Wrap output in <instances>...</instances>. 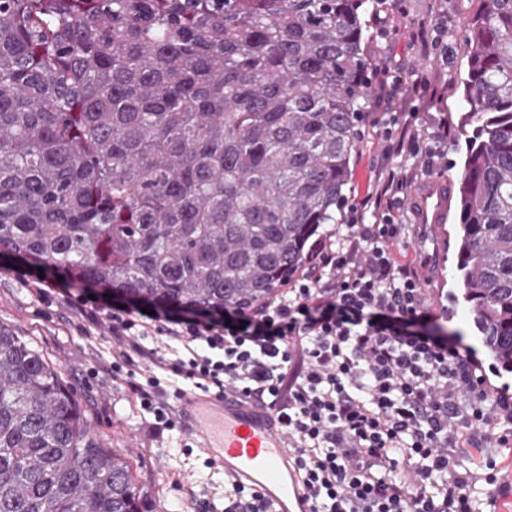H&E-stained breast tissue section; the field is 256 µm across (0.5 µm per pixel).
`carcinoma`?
I'll use <instances>...</instances> for the list:
<instances>
[{
    "label": "carcinoma",
    "mask_w": 512,
    "mask_h": 512,
    "mask_svg": "<svg viewBox=\"0 0 512 512\" xmlns=\"http://www.w3.org/2000/svg\"><path fill=\"white\" fill-rule=\"evenodd\" d=\"M462 23L454 300L512 374V0ZM371 0H0V253L248 310L336 223ZM130 463L0 328V512H139Z\"/></svg>",
    "instance_id": "1"
}]
</instances>
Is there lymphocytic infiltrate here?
<instances>
[{
    "label": "lymphocytic infiltrate",
    "instance_id": "f902f5d3",
    "mask_svg": "<svg viewBox=\"0 0 512 512\" xmlns=\"http://www.w3.org/2000/svg\"><path fill=\"white\" fill-rule=\"evenodd\" d=\"M401 134L429 169L441 166L446 123L429 132L408 122ZM412 180L387 171L346 233L320 235L305 270L253 310L157 303L148 314L51 269L29 286L107 326L112 376L152 415L153 433L177 426L175 385L241 394L274 410L311 512H481L483 476L461 451L512 423V397L486 404L470 358L428 327L415 266L393 250Z\"/></svg>",
    "mask_w": 512,
    "mask_h": 512
}]
</instances>
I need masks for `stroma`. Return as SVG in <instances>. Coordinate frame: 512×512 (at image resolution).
I'll use <instances>...</instances> for the list:
<instances>
[{
    "label": "stroma",
    "mask_w": 512,
    "mask_h": 512,
    "mask_svg": "<svg viewBox=\"0 0 512 512\" xmlns=\"http://www.w3.org/2000/svg\"><path fill=\"white\" fill-rule=\"evenodd\" d=\"M478 6L479 0H381L367 15L369 80L375 85L383 80L400 85L401 92L365 104L359 125L361 142L345 191L348 204L361 200L369 184L386 168H412L418 179L428 177L422 157L390 149L384 140L385 131L400 133L402 125L394 116L402 112L418 113L423 122L447 119L448 164L440 172L457 179L465 151L459 125L465 63L460 26ZM437 34L448 45L447 58H440L430 45ZM399 220L406 225V253L419 262L418 275L431 277L427 290L435 314L431 329L461 334L460 345L477 361L488 394L512 390V376L492 370L468 308L450 299L457 290L452 249L457 225L444 224L430 233L413 223L405 208L400 210ZM26 271V266L0 259V326L44 354L74 391L91 435L126 455L141 512H207L203 502L208 496L216 506H223L225 480L206 464L199 449H188V439L180 430L154 434L151 415L141 409L124 382L113 381V343L107 328L91 325L72 307L30 294L19 279ZM479 454L492 465L496 477L494 483L483 487L488 512H512V450L500 447L493 434Z\"/></svg>",
    "instance_id": "35a3bbf8"
}]
</instances>
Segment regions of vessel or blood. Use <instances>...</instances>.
I'll list each match as a JSON object with an SVG mask.
<instances>
[{
  "mask_svg": "<svg viewBox=\"0 0 512 512\" xmlns=\"http://www.w3.org/2000/svg\"><path fill=\"white\" fill-rule=\"evenodd\" d=\"M451 197L448 177L419 184L408 200L415 223H447ZM176 404L182 432L196 439L209 464L232 483L260 493L270 512H310L293 453L268 406L194 384L179 390Z\"/></svg>",
  "mask_w": 512,
  "mask_h": 512,
  "instance_id": "vessel-or-blood-1",
  "label": "vessel or blood"
}]
</instances>
